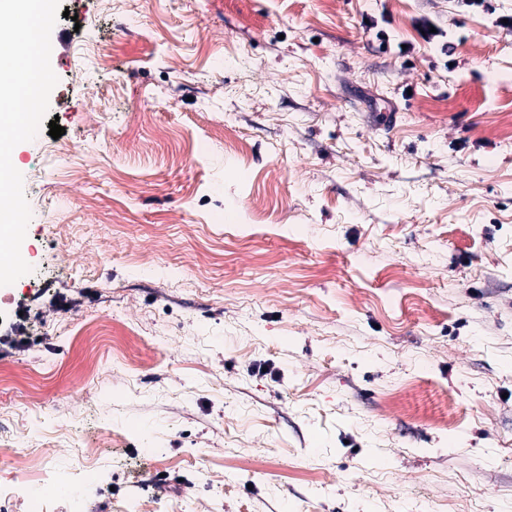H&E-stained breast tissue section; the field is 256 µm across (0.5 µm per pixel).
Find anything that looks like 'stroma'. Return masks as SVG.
I'll return each instance as SVG.
<instances>
[{
	"instance_id": "obj_1",
	"label": "stroma",
	"mask_w": 512,
	"mask_h": 512,
	"mask_svg": "<svg viewBox=\"0 0 512 512\" xmlns=\"http://www.w3.org/2000/svg\"><path fill=\"white\" fill-rule=\"evenodd\" d=\"M61 4L0 484L89 460L86 512H512V0Z\"/></svg>"
}]
</instances>
